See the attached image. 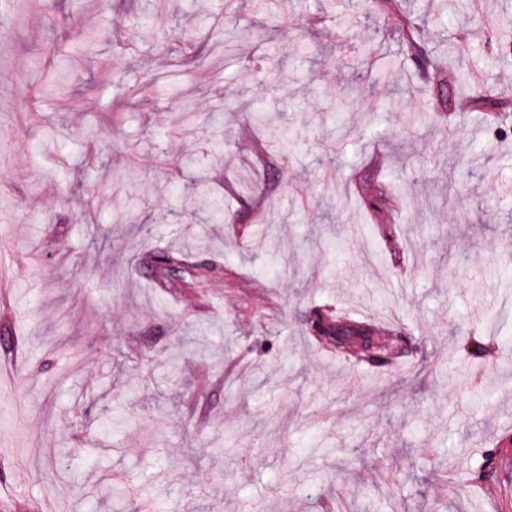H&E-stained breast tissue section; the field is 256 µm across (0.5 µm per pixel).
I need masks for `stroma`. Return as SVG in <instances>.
I'll use <instances>...</instances> for the list:
<instances>
[{
    "label": "stroma",
    "instance_id": "35a3bbf8",
    "mask_svg": "<svg viewBox=\"0 0 512 512\" xmlns=\"http://www.w3.org/2000/svg\"><path fill=\"white\" fill-rule=\"evenodd\" d=\"M334 3L9 0L0 512H512V473L469 475L491 449L512 463V360L462 350L512 345V131ZM507 6L447 26L472 83L512 99ZM389 182L401 207L369 215ZM155 246L237 276L157 287ZM328 306L407 347L381 371L336 357L309 335Z\"/></svg>",
    "mask_w": 512,
    "mask_h": 512
}]
</instances>
